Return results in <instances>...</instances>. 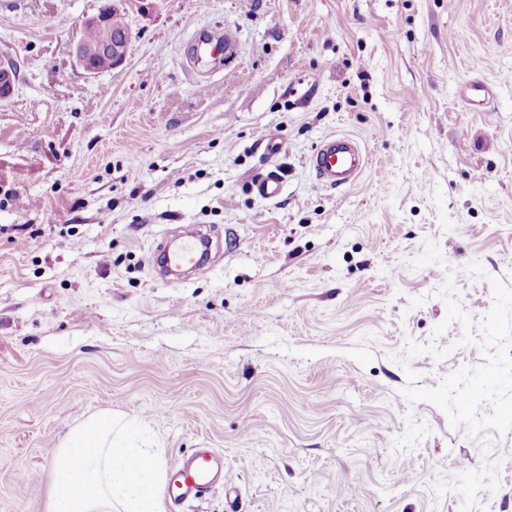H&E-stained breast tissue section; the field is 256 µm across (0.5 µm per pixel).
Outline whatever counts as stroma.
<instances>
[{
    "label": "stroma",
    "mask_w": 512,
    "mask_h": 512,
    "mask_svg": "<svg viewBox=\"0 0 512 512\" xmlns=\"http://www.w3.org/2000/svg\"><path fill=\"white\" fill-rule=\"evenodd\" d=\"M107 3L132 39L90 75ZM215 26L239 52L202 79ZM0 53V512H46L107 410L166 469L223 452L182 512H512V0H0ZM337 133L370 157L342 190L309 165ZM191 225L222 257L166 282ZM116 19L121 21L120 29L112 37L111 28L113 25L117 27L114 23ZM92 28L98 29L86 32L84 36L87 41L90 44H108L92 48L78 41L73 49L77 65L87 74H95V60L96 69L99 73L121 66L125 61L127 47L131 39V31L124 19L112 8L108 10L100 9L97 15L87 18L84 22V29ZM223 56L227 64L237 57L235 34L226 29L201 31L189 51V60L196 66H207L216 58ZM17 75L16 62L3 54H0V100L7 99L14 87Z\"/></svg>",
    "instance_id": "obj_1"
}]
</instances>
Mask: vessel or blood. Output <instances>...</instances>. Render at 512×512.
Listing matches in <instances>:
<instances>
[{"mask_svg": "<svg viewBox=\"0 0 512 512\" xmlns=\"http://www.w3.org/2000/svg\"><path fill=\"white\" fill-rule=\"evenodd\" d=\"M233 61L236 57V37L232 31L200 32L189 51V60L197 66L210 64L216 58ZM368 164V154L352 137L333 135L324 140L311 156L310 165L317 182L324 187L343 188L354 185ZM172 271L190 268L206 272L209 260L196 246H185L168 256ZM224 480V456L213 448L196 449L174 469L167 484L166 495L174 501L201 498Z\"/></svg>", "mask_w": 512, "mask_h": 512, "instance_id": "obj_1", "label": "vessel or blood"}]
</instances>
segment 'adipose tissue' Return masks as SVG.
<instances>
[{
	"label": "adipose tissue",
	"instance_id": "adipose-tissue-1",
	"mask_svg": "<svg viewBox=\"0 0 512 512\" xmlns=\"http://www.w3.org/2000/svg\"><path fill=\"white\" fill-rule=\"evenodd\" d=\"M55 458L46 512H162L163 449L111 412L72 427Z\"/></svg>",
	"mask_w": 512,
	"mask_h": 512
}]
</instances>
